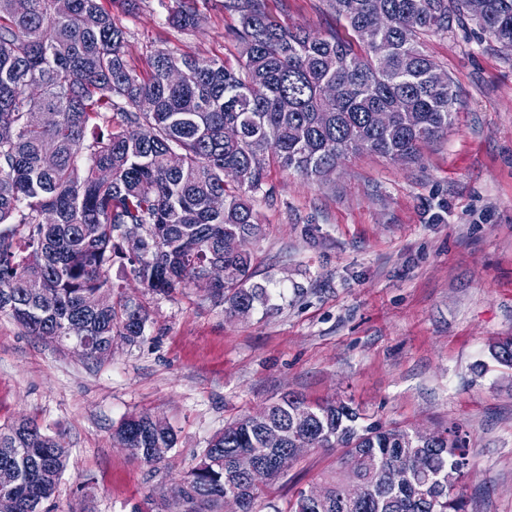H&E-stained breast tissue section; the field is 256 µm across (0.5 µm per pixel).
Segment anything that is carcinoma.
Returning a JSON list of instances; mask_svg holds the SVG:
<instances>
[{
  "label": "carcinoma",
  "instance_id": "obj_1",
  "mask_svg": "<svg viewBox=\"0 0 512 512\" xmlns=\"http://www.w3.org/2000/svg\"><path fill=\"white\" fill-rule=\"evenodd\" d=\"M18 12L0 0V313L34 336H84L85 355L103 360L119 336H144L140 305L112 300L114 263L153 293L168 294L224 264V285L209 291L234 316H246L264 289L249 285L250 253L224 249L229 237L259 236L263 227L247 191L261 188L266 158L308 178H321L340 161L364 152L400 160L418 158L420 143L448 134L456 92L437 88L438 67L421 35L445 33L448 3L507 51H512V0H484L479 16L468 0H329L356 35L360 51L329 29L312 35L272 20L265 0L243 14L238 0L224 11L239 16L234 32L238 68L157 49L145 77L126 60L125 31L112 5L137 0H28ZM179 27H194L197 12L172 8ZM181 71L172 83L167 71ZM334 83L338 98H322ZM395 113L377 127L372 114ZM413 112L417 125L402 114ZM109 177L103 180L99 171ZM232 177L241 191L228 190ZM224 196V209L210 199ZM492 358L512 367V337L490 346ZM284 430L279 448L264 441ZM114 438L149 464L176 444L173 429L146 414L131 415ZM466 437L457 428L430 445L409 428L369 422L336 400L310 403L286 394L267 417L246 415L224 426L191 468L189 491L177 490L182 512H215L237 491L244 512L264 492L232 472V460L251 452L288 471V449L340 448L336 469L322 478L324 500L303 492L291 512H467L466 501L444 484L451 467L466 473ZM61 435L22 419L0 425V484L10 482L20 504L49 501L57 485L35 477L48 463L67 468ZM415 471L413 483L392 488L394 463ZM360 484L362 498L344 501Z\"/></svg>",
  "mask_w": 512,
  "mask_h": 512
}]
</instances>
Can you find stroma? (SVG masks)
I'll return each mask as SVG.
<instances>
[{
	"instance_id": "35a3bbf8",
	"label": "stroma",
	"mask_w": 512,
	"mask_h": 512,
	"mask_svg": "<svg viewBox=\"0 0 512 512\" xmlns=\"http://www.w3.org/2000/svg\"><path fill=\"white\" fill-rule=\"evenodd\" d=\"M173 3L115 10L136 73L159 47L237 66L239 20L224 0H193V28L172 25ZM266 7L279 23L355 39L328 0ZM423 47L457 93L453 126L422 144L417 161L362 153L320 180L268 161L249 195L263 232L246 245L266 300L247 318L229 316L201 286L155 294L129 277L123 295L146 308L145 335L115 340L99 361L0 315V424L32 419L69 450L51 512L174 502L225 424L287 392L352 400L385 426L461 427L468 512H512V368L490 354L512 336V53L465 17ZM139 413L177 434L158 464L112 438ZM337 457L312 449L254 512H288Z\"/></svg>"
}]
</instances>
